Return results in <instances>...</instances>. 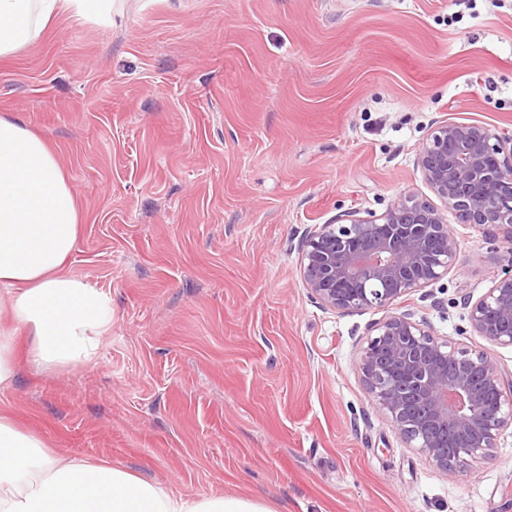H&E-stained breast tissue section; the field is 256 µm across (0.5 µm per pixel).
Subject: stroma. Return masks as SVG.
<instances>
[{
    "label": "stroma",
    "mask_w": 512,
    "mask_h": 512,
    "mask_svg": "<svg viewBox=\"0 0 512 512\" xmlns=\"http://www.w3.org/2000/svg\"><path fill=\"white\" fill-rule=\"evenodd\" d=\"M45 139L81 224L68 272L105 292L96 364L19 358L0 409L65 457L175 494L277 512H505L512 427L438 471L374 408L367 326L312 300L298 242L357 208L424 195L415 165L448 120L512 133V0H118L0 59V114ZM458 260L405 307L467 335L459 300L512 274L506 244L454 227Z\"/></svg>",
    "instance_id": "obj_1"
}]
</instances>
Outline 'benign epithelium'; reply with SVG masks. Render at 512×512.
<instances>
[{
    "label": "benign epithelium",
    "instance_id": "obj_1",
    "mask_svg": "<svg viewBox=\"0 0 512 512\" xmlns=\"http://www.w3.org/2000/svg\"><path fill=\"white\" fill-rule=\"evenodd\" d=\"M415 163L442 206L404 195L380 215L351 209L300 239L301 276L320 306L384 309L447 277L457 264L450 210L487 239L512 242V134L446 121ZM463 306L472 335L512 348V275L477 299L463 296ZM357 367L372 405L443 472L488 458L512 426V388L491 358L438 335L410 309L368 325Z\"/></svg>",
    "mask_w": 512,
    "mask_h": 512
}]
</instances>
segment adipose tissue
Masks as SVG:
<instances>
[{
	"instance_id": "ef3b65f1",
	"label": "adipose tissue",
	"mask_w": 512,
	"mask_h": 512,
	"mask_svg": "<svg viewBox=\"0 0 512 512\" xmlns=\"http://www.w3.org/2000/svg\"><path fill=\"white\" fill-rule=\"evenodd\" d=\"M115 0H0V57L32 44L67 14L112 18ZM80 215L54 151L19 118L0 115V286L9 303L0 328V389L17 374V339L44 371L65 373L98 359L112 327L102 291L72 276ZM0 512H275L227 495L173 496L127 469L48 448L0 411Z\"/></svg>"
}]
</instances>
